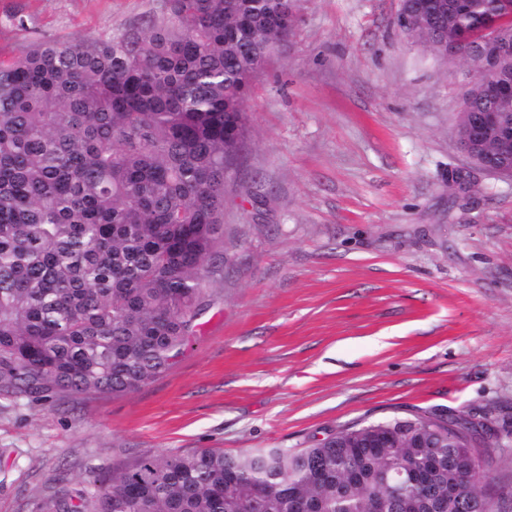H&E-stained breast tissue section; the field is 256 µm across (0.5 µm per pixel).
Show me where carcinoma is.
<instances>
[{"label": "carcinoma", "mask_w": 512, "mask_h": 512, "mask_svg": "<svg viewBox=\"0 0 512 512\" xmlns=\"http://www.w3.org/2000/svg\"><path fill=\"white\" fill-rule=\"evenodd\" d=\"M299 0H165L119 35L31 41L0 59V382L46 403L123 395L184 354L224 274V184L247 90L293 34ZM401 0L405 37L448 61L506 0ZM457 136L512 173V37L475 50ZM500 116L469 139L471 115ZM442 413L329 429L313 446L145 453L49 512H431L410 483L476 494L489 460ZM384 432L389 446L373 448Z\"/></svg>", "instance_id": "cac0c4a2"}]
</instances>
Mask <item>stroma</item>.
Listing matches in <instances>:
<instances>
[{
	"label": "stroma",
	"instance_id": "1",
	"mask_svg": "<svg viewBox=\"0 0 512 512\" xmlns=\"http://www.w3.org/2000/svg\"><path fill=\"white\" fill-rule=\"evenodd\" d=\"M399 9L302 0L245 102L224 277L196 336L130 394L45 404L0 387V512H45L146 452L295 448L424 412L494 420L487 489L512 512V180L460 151L473 74L405 38ZM161 11L162 0H0V55Z\"/></svg>",
	"mask_w": 512,
	"mask_h": 512
}]
</instances>
